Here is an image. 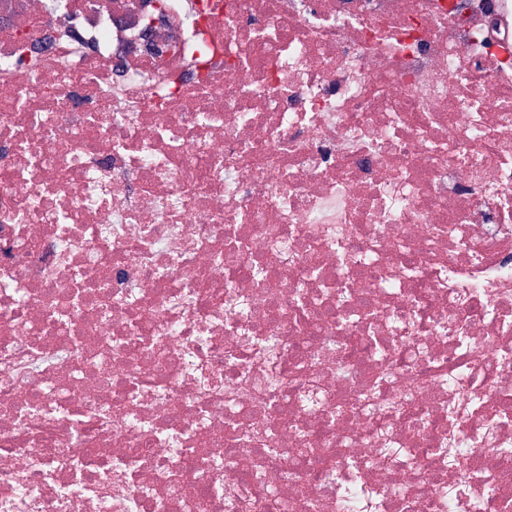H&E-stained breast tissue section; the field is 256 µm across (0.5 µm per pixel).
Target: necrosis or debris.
Masks as SVG:
<instances>
[{"label":"necrosis or debris","mask_w":512,"mask_h":512,"mask_svg":"<svg viewBox=\"0 0 512 512\" xmlns=\"http://www.w3.org/2000/svg\"><path fill=\"white\" fill-rule=\"evenodd\" d=\"M364 487L512 512V0H0V512Z\"/></svg>","instance_id":"1"}]
</instances>
